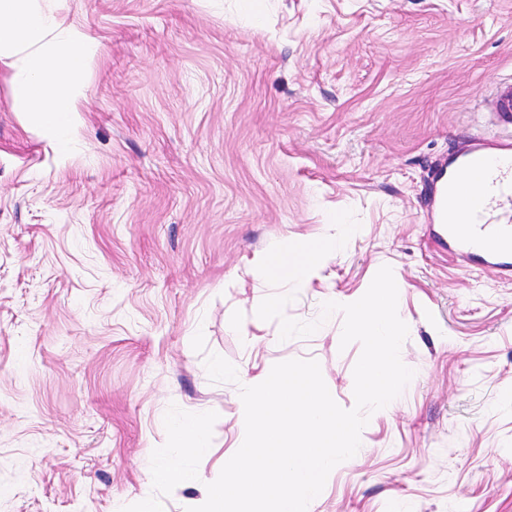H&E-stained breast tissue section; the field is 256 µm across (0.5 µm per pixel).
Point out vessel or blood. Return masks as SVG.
<instances>
[{
	"label": "vessel or blood",
	"instance_id": "b4317fda",
	"mask_svg": "<svg viewBox=\"0 0 512 512\" xmlns=\"http://www.w3.org/2000/svg\"><path fill=\"white\" fill-rule=\"evenodd\" d=\"M493 104L499 120L512 127V84L497 87ZM501 161L487 168L481 147L460 156L453 168L437 175L433 202V220L439 226L441 246L467 257L478 265L512 272V212L502 211L503 201L512 202V140L502 139L498 146ZM480 183L484 192L476 198L460 193L462 181ZM467 213L464 223H456L453 209Z\"/></svg>",
	"mask_w": 512,
	"mask_h": 512
}]
</instances>
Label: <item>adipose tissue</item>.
Returning a JSON list of instances; mask_svg holds the SVG:
<instances>
[{
    "mask_svg": "<svg viewBox=\"0 0 512 512\" xmlns=\"http://www.w3.org/2000/svg\"><path fill=\"white\" fill-rule=\"evenodd\" d=\"M31 2L0 0V60H25L17 97L43 130L55 132L77 109L73 80L85 69L93 46L77 35H62L57 17Z\"/></svg>",
    "mask_w": 512,
    "mask_h": 512,
    "instance_id": "obj_1",
    "label": "adipose tissue"
}]
</instances>
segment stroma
Listing matches in <instances>:
<instances>
[{
    "label": "stroma",
    "instance_id": "stroma-1",
    "mask_svg": "<svg viewBox=\"0 0 512 512\" xmlns=\"http://www.w3.org/2000/svg\"><path fill=\"white\" fill-rule=\"evenodd\" d=\"M95 52L63 135L0 62V512L152 495L170 405L243 438L242 379L314 359L354 405L342 313L382 266L414 376L308 512H512V277L434 239L436 174L503 130L512 0H36ZM360 224L297 288L280 340L253 267ZM493 104L499 120L508 129L512 127V84L497 87L494 92Z\"/></svg>",
    "mask_w": 512,
    "mask_h": 512
}]
</instances>
